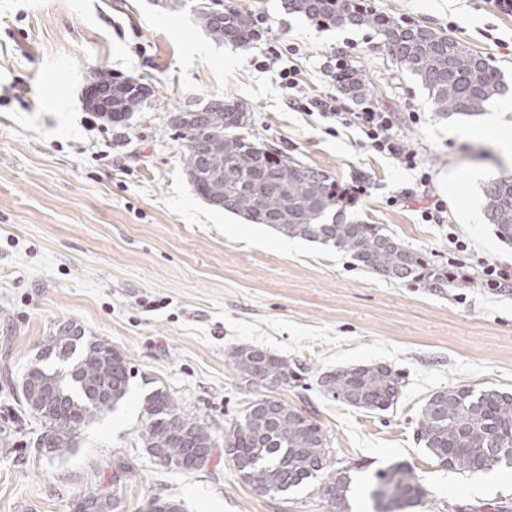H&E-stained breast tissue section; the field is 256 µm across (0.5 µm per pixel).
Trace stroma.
Segmentation results:
<instances>
[{
  "instance_id": "stroma-1",
  "label": "stroma",
  "mask_w": 512,
  "mask_h": 512,
  "mask_svg": "<svg viewBox=\"0 0 512 512\" xmlns=\"http://www.w3.org/2000/svg\"><path fill=\"white\" fill-rule=\"evenodd\" d=\"M271 32L219 45L189 8L159 0H0V512H73L98 490L112 512H145L156 494L184 512H329L317 484L256 495L223 450L192 470L153 457L138 435L145 401L167 391L219 437L259 388L241 384L229 352L248 345L296 371L277 397L320 420L331 457L367 472L411 466L429 491L414 512H512V469L458 473L419 443L426 398L452 385L512 393V288L482 287L479 259L512 262L484 216L483 186L512 177V112L481 134L485 115L437 116L428 93L399 71L370 27H326L284 10L282 0H240ZM375 11L434 27L482 53L512 84V13L493 0H367ZM349 49V68L394 113V131L432 179L363 146L361 132L290 105L292 90L258 63L271 53L297 73L304 97L336 92L325 62ZM143 79L151 102L125 129L86 106L94 71ZM230 98L248 109L250 136L340 185L366 191L348 219L382 225L448 263V233L462 287L425 288L360 269L349 254L210 207L182 166L167 127L189 103ZM421 116L419 123L409 113ZM444 200L448 221L421 217L424 198ZM62 323L126 357L129 390L113 412L49 459L35 446L40 418L19 406L24 373ZM353 365H384L402 379L385 412L347 406L318 378Z\"/></svg>"
}]
</instances>
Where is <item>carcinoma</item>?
<instances>
[{
    "label": "carcinoma",
    "instance_id": "1",
    "mask_svg": "<svg viewBox=\"0 0 512 512\" xmlns=\"http://www.w3.org/2000/svg\"><path fill=\"white\" fill-rule=\"evenodd\" d=\"M290 14L324 26H369L379 35L391 59L427 90L441 116L475 115L491 99L509 91L501 71L479 52L420 23L372 12L362 0H283ZM213 0H195L193 12L206 35L216 43L248 44L261 36L257 14L229 2L217 19ZM96 81L116 89L113 105L122 108L112 118L122 129L142 110L144 83L119 81L107 70ZM341 91L363 101L369 88L362 74L349 72ZM235 101L215 109L214 126L205 130L169 122L182 140L186 172L206 167L214 172L202 198L220 196L226 212L276 231L288 225V235L302 237L351 254L370 272L425 288L448 287V270L435 269L378 224L347 219L336 180L326 171L279 158L265 145L239 134L230 113ZM485 219L498 237L512 242V178L491 179L484 187ZM230 362L249 386L276 389L288 384L293 369L288 360L250 347L234 349ZM128 362L112 346L88 337L71 324L53 332L43 354L29 366L20 386L19 401L30 410L32 389L42 396L37 414L45 420L37 441L43 455L56 458L79 446L82 429L112 411L129 387ZM401 380L386 366H353L324 374L320 386L327 395L368 411H388L400 397ZM147 420L139 439L168 465L198 469L211 460L217 433L203 420L186 416L163 390L146 401ZM417 435L425 448L450 470L475 473L495 466L512 468V393L487 387L457 385L431 394L417 420ZM224 445L246 461L242 478L259 495H284L322 481L331 512H349L351 472L329 459L328 432L313 417L276 396L263 395L248 404ZM458 448L453 460L445 449ZM370 497L376 512H404L425 504L429 493L414 470L403 464L374 473ZM151 512H183L176 501L156 494ZM112 512V498L94 490L74 505V512Z\"/></svg>",
    "mask_w": 512,
    "mask_h": 512
}]
</instances>
